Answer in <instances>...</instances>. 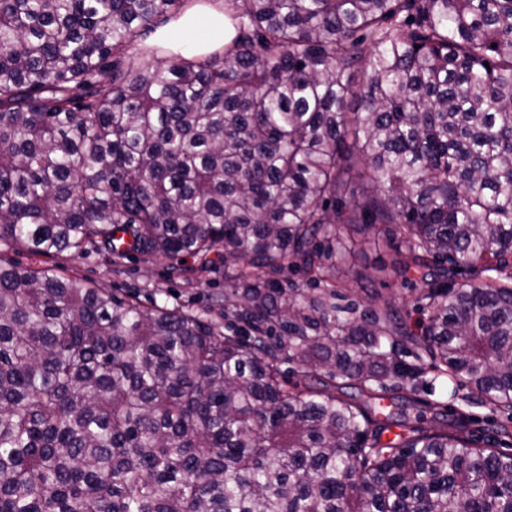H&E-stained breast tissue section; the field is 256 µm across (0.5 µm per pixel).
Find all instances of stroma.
Masks as SVG:
<instances>
[{
	"label": "stroma",
	"instance_id": "35a3bbf8",
	"mask_svg": "<svg viewBox=\"0 0 512 512\" xmlns=\"http://www.w3.org/2000/svg\"><path fill=\"white\" fill-rule=\"evenodd\" d=\"M354 240L355 253L348 258L349 269L342 277L341 304L353 303L362 309L370 308L374 305V296L378 295L399 307L411 327H418L423 316L413 305L415 293L412 283L389 274L391 262L401 245L400 238L389 237L386 226L379 225L369 233L355 235ZM0 262L76 276L112 289L119 295L136 296L145 307L158 305L195 311L240 333L249 331L246 322L225 316L223 307L217 304L227 286L224 261L220 258L208 272L182 274L173 271L171 260L160 255L132 253L118 259L91 248L80 256L66 252L48 257L13 244L0 243ZM413 400L416 412L421 413L424 419H431L437 410L458 417L466 435L481 442L497 441L499 451L512 453V436L501 434L502 418L492 405L450 397L446 386L441 383L433 389L420 386Z\"/></svg>",
	"mask_w": 512,
	"mask_h": 512
}]
</instances>
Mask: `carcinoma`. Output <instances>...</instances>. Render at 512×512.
<instances>
[{"mask_svg":"<svg viewBox=\"0 0 512 512\" xmlns=\"http://www.w3.org/2000/svg\"><path fill=\"white\" fill-rule=\"evenodd\" d=\"M185 2L0 0V241L222 257L251 328L0 263V512H512V453L374 418L429 375L512 422V0H224L223 53L129 52ZM343 224L395 227L421 332L333 303Z\"/></svg>","mask_w":512,"mask_h":512,"instance_id":"1","label":"carcinoma"}]
</instances>
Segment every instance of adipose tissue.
I'll use <instances>...</instances> for the list:
<instances>
[{
    "label": "adipose tissue",
    "instance_id": "ef3b65f1",
    "mask_svg": "<svg viewBox=\"0 0 512 512\" xmlns=\"http://www.w3.org/2000/svg\"><path fill=\"white\" fill-rule=\"evenodd\" d=\"M235 30L224 15L223 0H196L157 33L172 53L187 58L223 50Z\"/></svg>",
    "mask_w": 512,
    "mask_h": 512
}]
</instances>
